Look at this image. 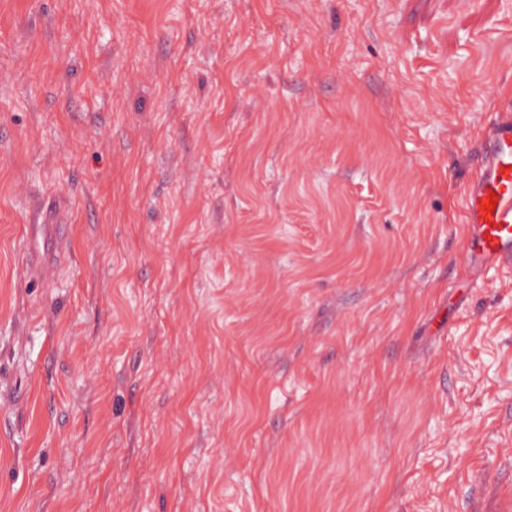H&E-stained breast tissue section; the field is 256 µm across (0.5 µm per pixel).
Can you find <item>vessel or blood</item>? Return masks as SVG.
<instances>
[{"label": "vessel or blood", "mask_w": 512, "mask_h": 512, "mask_svg": "<svg viewBox=\"0 0 512 512\" xmlns=\"http://www.w3.org/2000/svg\"><path fill=\"white\" fill-rule=\"evenodd\" d=\"M496 196L494 211L482 209L489 196ZM52 208L39 202L27 236L28 250L40 254L39 237L49 227ZM467 233L469 257L488 265L512 260V114L496 113L489 127L478 173L467 189Z\"/></svg>", "instance_id": "b4317fda"}]
</instances>
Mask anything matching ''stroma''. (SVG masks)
<instances>
[{
  "mask_svg": "<svg viewBox=\"0 0 512 512\" xmlns=\"http://www.w3.org/2000/svg\"><path fill=\"white\" fill-rule=\"evenodd\" d=\"M511 108L512 0H0V512H512ZM496 193L495 213L481 209ZM469 257L488 265L512 260V114L498 112L492 119L480 156L478 173L467 189ZM52 213V207L50 204H46L45 199L40 200L36 211L33 222L30 227L29 234L27 236L28 250L30 254L40 255L42 257H49V253L45 251V249L41 250L39 247V237L42 231L49 227L50 223V215Z\"/></svg>",
  "mask_w": 512,
  "mask_h": 512,
  "instance_id": "stroma-1",
  "label": "stroma"
}]
</instances>
